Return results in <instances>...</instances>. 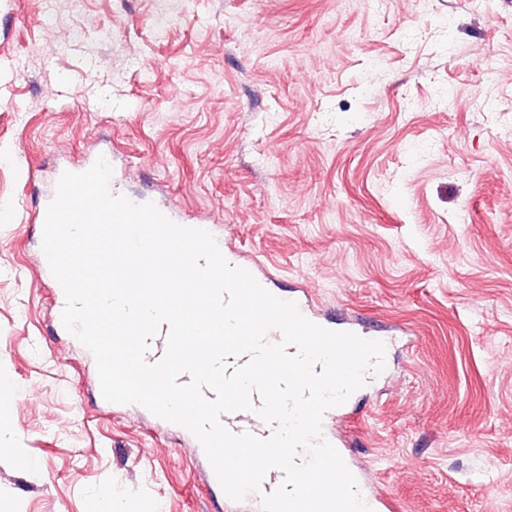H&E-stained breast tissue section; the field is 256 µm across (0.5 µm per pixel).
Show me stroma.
<instances>
[{"mask_svg":"<svg viewBox=\"0 0 512 512\" xmlns=\"http://www.w3.org/2000/svg\"><path fill=\"white\" fill-rule=\"evenodd\" d=\"M97 146L397 337L344 432L403 512H512V0H0V512H225L52 331L33 217Z\"/></svg>","mask_w":512,"mask_h":512,"instance_id":"obj_1","label":"stroma"}]
</instances>
